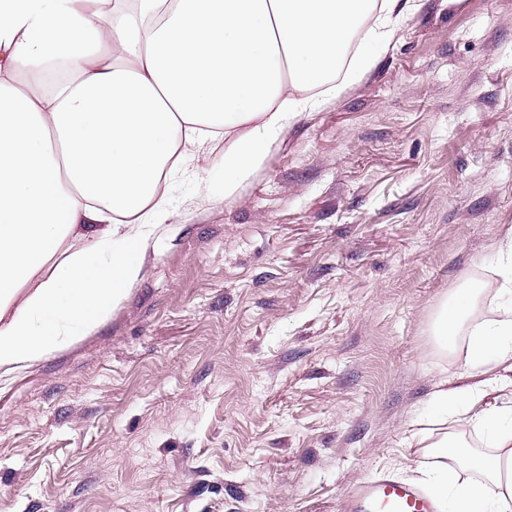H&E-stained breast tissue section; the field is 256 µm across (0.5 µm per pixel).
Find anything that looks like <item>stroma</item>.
Masks as SVG:
<instances>
[{
	"label": "stroma",
	"mask_w": 512,
	"mask_h": 512,
	"mask_svg": "<svg viewBox=\"0 0 512 512\" xmlns=\"http://www.w3.org/2000/svg\"><path fill=\"white\" fill-rule=\"evenodd\" d=\"M192 148L143 272L81 340L0 379V512H342L381 474L421 485L432 336L495 295L512 225V0H415L393 47L289 126L224 195ZM475 294V289L468 288L444 303L433 325L434 340L439 347L446 350L455 346L459 329L469 313Z\"/></svg>",
	"instance_id": "35a3bbf8"
}]
</instances>
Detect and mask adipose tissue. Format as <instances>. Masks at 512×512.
I'll use <instances>...</instances> for the list:
<instances>
[{"mask_svg":"<svg viewBox=\"0 0 512 512\" xmlns=\"http://www.w3.org/2000/svg\"><path fill=\"white\" fill-rule=\"evenodd\" d=\"M412 0H134L111 15L87 0H0V378L99 326L140 277L171 220L161 182L209 130L224 132V193L263 164L314 91L340 92L388 50ZM495 300L470 332L475 384L439 381L432 406L469 417L494 449L441 439L421 458L464 460L430 484L448 512H512V429L491 401L512 363V228ZM474 289L444 303L453 348Z\"/></svg>","mask_w":512,"mask_h":512,"instance_id":"ef3b65f1","label":"adipose tissue"}]
</instances>
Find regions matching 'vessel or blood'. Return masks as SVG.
I'll use <instances>...</instances> for the list:
<instances>
[{
  "mask_svg": "<svg viewBox=\"0 0 512 512\" xmlns=\"http://www.w3.org/2000/svg\"><path fill=\"white\" fill-rule=\"evenodd\" d=\"M345 512H437V503L415 485L382 476L350 492Z\"/></svg>",
  "mask_w": 512,
  "mask_h": 512,
  "instance_id": "1",
  "label": "vessel or blood"
}]
</instances>
